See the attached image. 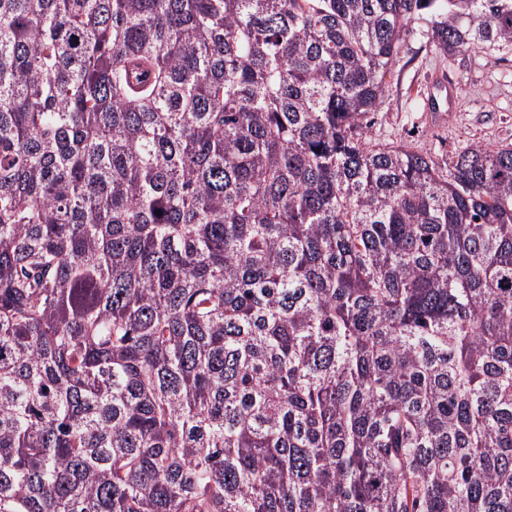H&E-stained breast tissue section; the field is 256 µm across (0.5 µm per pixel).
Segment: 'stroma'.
Returning a JSON list of instances; mask_svg holds the SVG:
<instances>
[{
  "label": "stroma",
  "instance_id": "obj_1",
  "mask_svg": "<svg viewBox=\"0 0 512 512\" xmlns=\"http://www.w3.org/2000/svg\"><path fill=\"white\" fill-rule=\"evenodd\" d=\"M447 73L458 88L452 112L431 122L424 92L430 78ZM387 104L366 118L371 139L406 141L440 160L468 145L512 143V53L448 55L432 41L428 22H411L388 78Z\"/></svg>",
  "mask_w": 512,
  "mask_h": 512
}]
</instances>
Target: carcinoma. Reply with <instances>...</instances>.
Wrapping results in <instances>:
<instances>
[{"label": "carcinoma", "instance_id": "obj_1", "mask_svg": "<svg viewBox=\"0 0 512 512\" xmlns=\"http://www.w3.org/2000/svg\"><path fill=\"white\" fill-rule=\"evenodd\" d=\"M427 9L512 50V0H0V512H512V145L363 126Z\"/></svg>", "mask_w": 512, "mask_h": 512}]
</instances>
